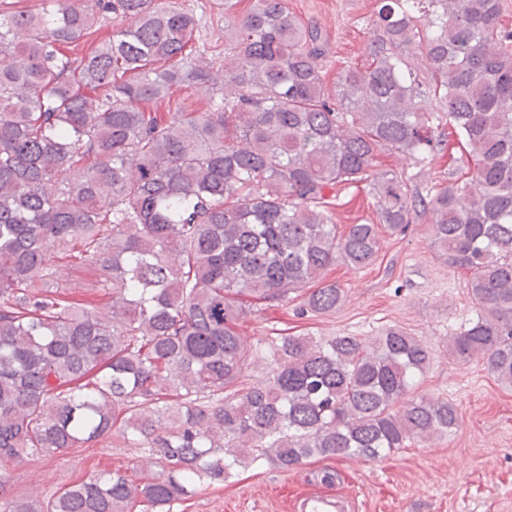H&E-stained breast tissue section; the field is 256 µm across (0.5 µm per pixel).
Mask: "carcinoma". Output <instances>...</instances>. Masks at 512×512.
Instances as JSON below:
<instances>
[{"label":"carcinoma","mask_w":512,"mask_h":512,"mask_svg":"<svg viewBox=\"0 0 512 512\" xmlns=\"http://www.w3.org/2000/svg\"><path fill=\"white\" fill-rule=\"evenodd\" d=\"M0 12V464L96 440L137 448L145 480L104 472L0 512H170L194 485L239 468L288 471L312 458L379 460L456 431V406L418 392L431 348L399 327L359 336L244 344L252 311L308 289L326 316L378 225L428 215L439 259L468 273L479 312L448 339L512 387V30L502 0H377L371 63L324 81L321 31L284 0H224L221 70L189 44L176 0H51ZM110 14L112 35L66 47ZM424 56L420 63L413 49ZM178 86L203 112H149ZM472 175L427 197L375 165L380 151L433 158L441 127ZM365 184L379 224L344 233L326 191ZM94 267V307L61 289L54 259ZM263 361L267 378L246 371Z\"/></svg>","instance_id":"1"}]
</instances>
